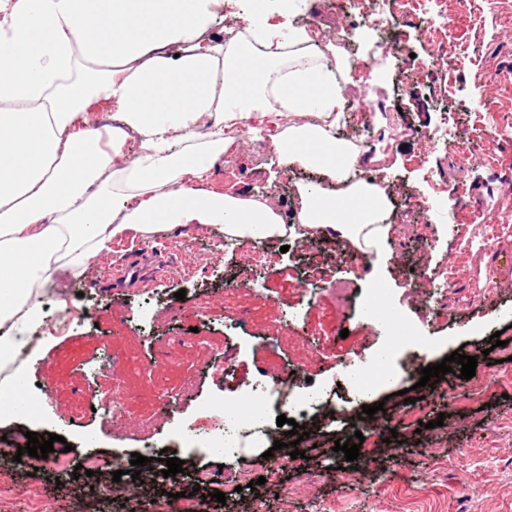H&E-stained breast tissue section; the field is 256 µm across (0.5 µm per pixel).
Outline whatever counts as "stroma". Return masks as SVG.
<instances>
[{"label": "stroma", "mask_w": 512, "mask_h": 512, "mask_svg": "<svg viewBox=\"0 0 512 512\" xmlns=\"http://www.w3.org/2000/svg\"><path fill=\"white\" fill-rule=\"evenodd\" d=\"M474 19L456 0H429L426 11L407 12L398 0H305L294 16L315 40L332 42L347 59L384 62L382 45L402 38L423 75L387 64L380 87L388 112L358 111L365 84L354 78L337 129L359 148L375 144L374 181L393 190L391 230L372 264L352 257L340 237L321 235L281 245L264 243L263 266L252 267L240 242L218 227L196 225L148 239H116L105 258L44 285L46 318L64 330L39 340L23 363L35 401L30 421H0V486L5 512H29L27 491L40 487L44 512H113L111 485L87 495L64 469L94 450L130 469L131 455L146 444L166 446L175 426L190 425L214 397L233 398L245 385L272 372L296 368L312 386L346 379L344 363L377 356L382 332L362 305L338 309L330 293L309 301V274L326 285L354 281L361 297L372 281L385 282L391 303L421 336V344L390 362L397 381L379 389L384 411L362 415V402L338 388L336 412L326 417L304 457L287 460L281 482L268 486L264 512H512V134L503 112L512 110V0H483ZM376 11L388 26L362 21ZM448 22L461 46L442 67H432L427 30ZM385 63V62H384ZM454 93L440 88L442 71ZM253 133L230 146L202 175L204 188L272 199L291 219L297 184L313 180L295 169L272 175L273 133L255 115ZM501 232L492 245L479 238L485 226ZM152 253L161 268L153 281L127 288L109 283L113 267L135 254ZM453 270V286L442 274ZM184 299H176L178 290ZM149 307V316L139 313ZM348 337H341V330ZM502 332L507 346H493ZM477 359L471 379L457 373L416 387L409 371L433 365L454 351ZM228 370L212 369L218 358ZM411 389L418 410L402 415V392ZM442 426L420 429V422ZM364 436L360 456L347 463L336 441L351 427ZM60 435L48 458L28 466L13 462L17 433ZM196 466L218 467L259 478L266 461L259 448L234 459L194 456ZM315 474L314 483L299 478Z\"/></svg>", "instance_id": "1"}]
</instances>
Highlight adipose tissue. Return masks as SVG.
Listing matches in <instances>:
<instances>
[{"label": "adipose tissue", "mask_w": 512, "mask_h": 512, "mask_svg": "<svg viewBox=\"0 0 512 512\" xmlns=\"http://www.w3.org/2000/svg\"><path fill=\"white\" fill-rule=\"evenodd\" d=\"M269 2L240 0L244 33L218 43L224 0H0V357L42 323L39 287L116 239L193 224L253 242L338 232L367 257L386 238L391 194L355 178L360 150L334 132L350 65H323L306 28L271 27ZM102 99L108 126L92 116ZM266 112L293 118L279 167L319 176L298 185L289 225L267 200L196 184Z\"/></svg>", "instance_id": "obj_1"}]
</instances>
